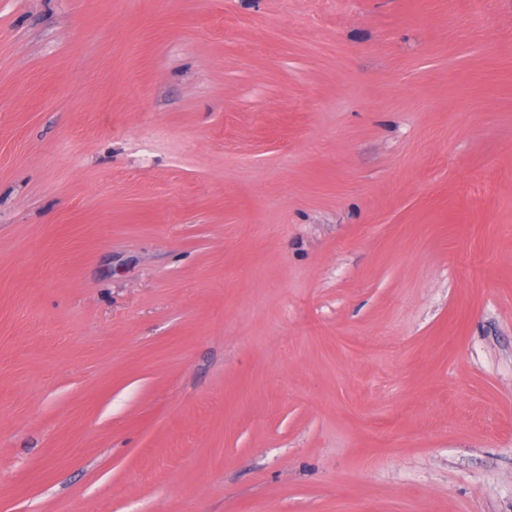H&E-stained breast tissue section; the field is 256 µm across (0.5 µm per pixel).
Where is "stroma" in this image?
<instances>
[{"mask_svg":"<svg viewBox=\"0 0 512 512\" xmlns=\"http://www.w3.org/2000/svg\"><path fill=\"white\" fill-rule=\"evenodd\" d=\"M0 512H512V0H0Z\"/></svg>","mask_w":512,"mask_h":512,"instance_id":"stroma-1","label":"stroma"}]
</instances>
